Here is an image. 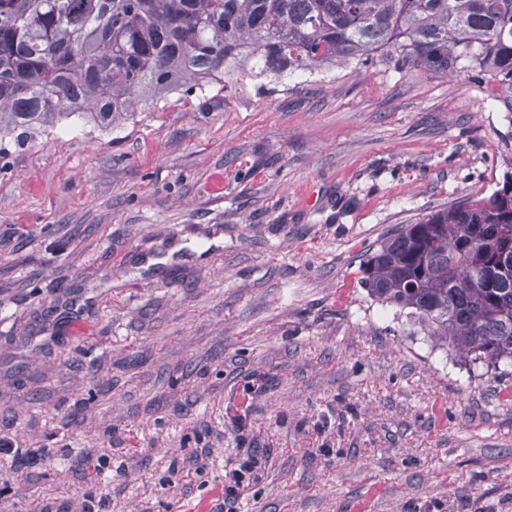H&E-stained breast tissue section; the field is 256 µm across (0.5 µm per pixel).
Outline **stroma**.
Returning <instances> with one entry per match:
<instances>
[{"label":"stroma","instance_id":"obj_1","mask_svg":"<svg viewBox=\"0 0 512 512\" xmlns=\"http://www.w3.org/2000/svg\"><path fill=\"white\" fill-rule=\"evenodd\" d=\"M495 84L235 76L0 154V512H512V403L411 332L365 253L512 167ZM208 455L199 464L189 457ZM262 459L263 457L257 452L252 451L238 464V467L230 469L229 472L225 471L224 505L221 506V512L237 511L239 491L254 470L261 465Z\"/></svg>","mask_w":512,"mask_h":512}]
</instances>
